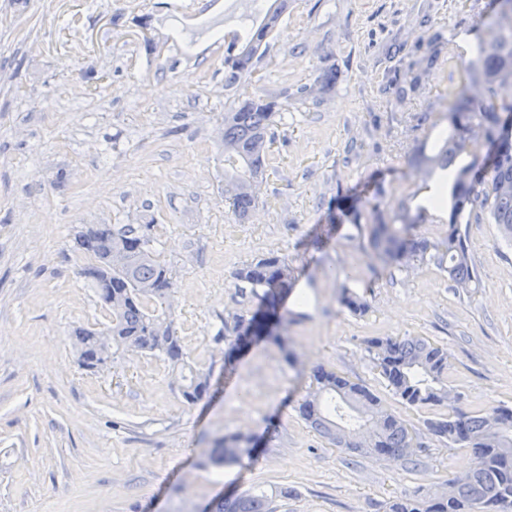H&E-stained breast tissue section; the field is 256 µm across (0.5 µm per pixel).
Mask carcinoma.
Returning a JSON list of instances; mask_svg holds the SVG:
<instances>
[{
  "label": "carcinoma",
  "instance_id": "cac0c4a2",
  "mask_svg": "<svg viewBox=\"0 0 512 512\" xmlns=\"http://www.w3.org/2000/svg\"><path fill=\"white\" fill-rule=\"evenodd\" d=\"M288 15V0H265L259 23L224 44V86L234 88L224 103V128L217 146L224 154V199L231 213L246 220L258 206L276 119L288 111V100L319 104L336 85V69L328 68L283 99L241 92L258 64L269 54L271 40ZM490 22L475 56L466 65L463 85L450 100L449 132H441L432 154L417 165L432 173L451 169L463 155L470 161L448 177V233L431 242L409 234L405 218L385 217L378 200L369 203V242L375 255L402 267L433 262L448 271L457 286L478 281L462 225L487 218L512 239V0H490ZM77 250L92 258L82 269L102 303L110 308V326L100 332L74 331L78 360L89 371L112 363L119 351H142L173 367L189 370L181 395L189 403L209 390V374L189 368L187 354L172 318L174 273L160 259L153 224H83L74 230ZM237 281L260 301L250 318L233 317L217 337L227 342L225 360L272 335L283 322L282 309L293 290L295 269L288 258L270 255L240 268ZM369 351L393 393L411 406L439 405L448 398L442 376L448 350L420 336L373 338ZM309 427L331 445L367 457H408L411 437L404 424L365 386L322 366L312 372V389L299 405ZM448 444L472 454L469 480L444 484L441 491L405 495L392 500L389 512H508L512 509V408L491 413H460L428 422ZM253 438L235 433L209 451L210 464L222 468L251 453ZM266 495L244 494L211 502L209 512H274Z\"/></svg>",
  "mask_w": 512,
  "mask_h": 512
}]
</instances>
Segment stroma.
I'll return each mask as SVG.
<instances>
[{"label": "stroma", "instance_id": "obj_1", "mask_svg": "<svg viewBox=\"0 0 512 512\" xmlns=\"http://www.w3.org/2000/svg\"><path fill=\"white\" fill-rule=\"evenodd\" d=\"M264 0H0V512H207L218 497L290 491L276 512H388L472 464L427 427L449 407H512V241L468 225L479 285L435 264L402 268L372 251L343 211L377 194L432 241L447 217L426 207L416 158L447 128L462 49L488 0H293L251 89L276 96L328 67L323 103L290 105L276 128L262 200L237 223L224 200V38ZM429 123L405 132L403 120ZM155 220L176 272L175 323L190 362L209 372L200 400L179 371L128 351L91 373L73 328L107 310L72 249L82 224ZM276 254L295 268L285 345L256 342L225 362L222 320L258 304L235 273ZM360 295L363 313L341 301ZM421 336L447 348L453 405L413 407L380 376L374 337ZM362 384L406 425V460L328 444L298 407L314 366ZM254 436V456L214 469L224 435Z\"/></svg>", "mask_w": 512, "mask_h": 512}]
</instances>
